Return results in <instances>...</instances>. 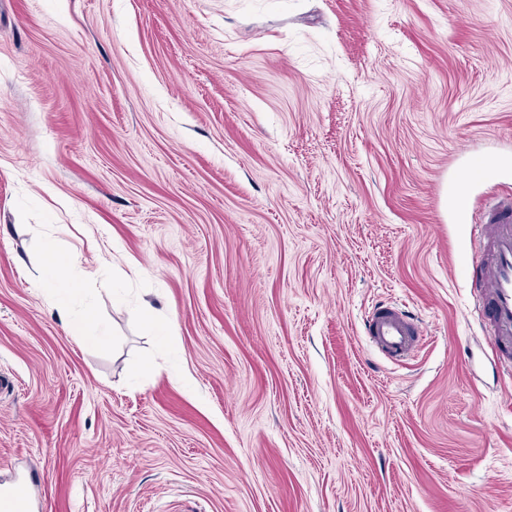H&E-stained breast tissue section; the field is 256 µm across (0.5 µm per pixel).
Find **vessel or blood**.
<instances>
[{"label": "vessel or blood", "instance_id": "b4317fda", "mask_svg": "<svg viewBox=\"0 0 512 512\" xmlns=\"http://www.w3.org/2000/svg\"><path fill=\"white\" fill-rule=\"evenodd\" d=\"M477 242L468 275L472 295L481 304L497 347L512 348V201L494 204ZM366 333L385 356L401 360L418 352L423 330L398 306L384 307L366 323ZM31 494L22 484H0V512H29Z\"/></svg>", "mask_w": 512, "mask_h": 512}]
</instances>
